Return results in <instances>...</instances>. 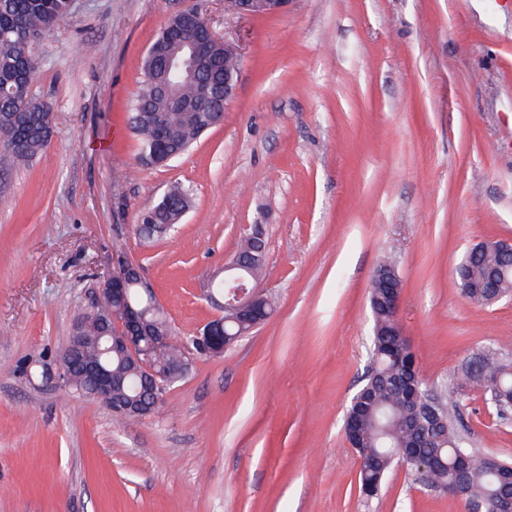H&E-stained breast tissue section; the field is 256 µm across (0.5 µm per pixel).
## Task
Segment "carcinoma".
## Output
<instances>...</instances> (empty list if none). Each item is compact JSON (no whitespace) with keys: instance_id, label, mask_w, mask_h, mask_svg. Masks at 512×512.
I'll use <instances>...</instances> for the list:
<instances>
[{"instance_id":"cac0c4a2","label":"carcinoma","mask_w":512,"mask_h":512,"mask_svg":"<svg viewBox=\"0 0 512 512\" xmlns=\"http://www.w3.org/2000/svg\"><path fill=\"white\" fill-rule=\"evenodd\" d=\"M71 13L70 0H0V137L4 138L3 156L16 164H24L42 155L52 132V104L38 98L33 85L38 72V62L33 50L25 48L20 33L39 30L43 35L54 32ZM197 38V64L200 80L224 82V72L232 73L235 64L224 59V50L211 40L203 25V17L193 14V21L185 15H172L159 36L151 45L143 61V72L152 73L154 82H143L134 101L131 116L132 130L141 144V158L147 161L157 155L159 159H174L187 152L197 140L211 129L212 113L224 111V102L201 98L198 81L184 77L174 79V91L166 94L156 84L167 80L164 58L180 51L183 41ZM192 195L182 186L171 188L161 201L150 208L156 228L155 235H165L175 227L174 219L190 209ZM233 260L244 262L242 270L251 282L259 280L264 255L252 238L241 240ZM504 262L493 251L471 249L463 254L457 268V280L470 284L468 298L480 305L488 299V278L503 268ZM383 291L373 288L370 307L373 317L372 355L360 391L366 393V411L362 435L355 444L356 452L363 459L358 474L359 491L366 497L378 494L394 465L400 463L399 449L421 443L418 460H407V470L415 475L420 465L432 461L438 466L437 475L448 482L453 492L464 484L466 502L475 497L484 501L493 498L501 486V474L485 469L478 459V452L465 446L463 437L455 427L457 405L439 402L438 417L429 419L420 407L410 404L414 389L426 390L419 378L412 384L405 383L398 374L419 373L415 353L397 329L394 314L383 308L379 298ZM129 300L142 309L158 337L167 339L172 327L167 316L157 312L151 303L154 299L132 286ZM112 310V298L103 296L96 313L77 320L88 333L102 329V321ZM226 323L228 344L233 336L251 329V320L229 314ZM186 342L176 339L153 348L152 361L159 373H164L175 363L188 361ZM492 360L494 369L477 364L472 371L463 372L457 389L479 388L488 396L512 399V356L497 350L482 355ZM112 370L124 377V393L129 397L139 394L142 378L137 369L117 355L105 357Z\"/></svg>"}]
</instances>
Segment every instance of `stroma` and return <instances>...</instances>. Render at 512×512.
Instances as JSON below:
<instances>
[{
	"label": "stroma",
	"instance_id": "stroma-1",
	"mask_svg": "<svg viewBox=\"0 0 512 512\" xmlns=\"http://www.w3.org/2000/svg\"><path fill=\"white\" fill-rule=\"evenodd\" d=\"M202 6L240 55L223 121L164 166L139 164L130 124L142 60L166 19ZM53 105L45 155L0 163V512H468L394 467L358 488L346 411L370 364L382 263L428 389L457 402L470 447L512 460V422L462 364L512 353V299L469 300L467 248L512 240V0H291L249 17L224 0H75L35 43ZM175 184L193 206L144 239ZM265 227L272 315L193 358L138 421L43 389L112 257L137 262L175 336L218 315L210 276Z\"/></svg>",
	"mask_w": 512,
	"mask_h": 512
}]
</instances>
